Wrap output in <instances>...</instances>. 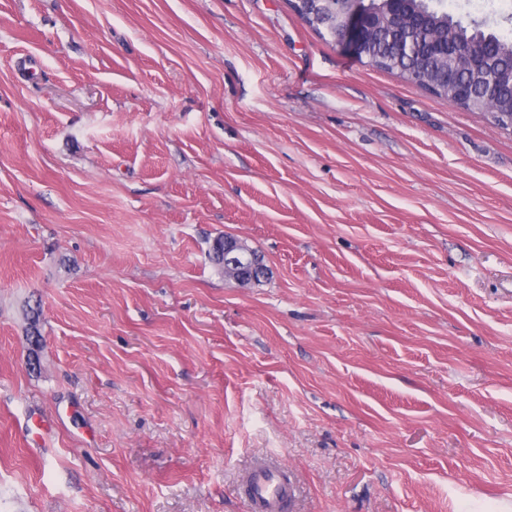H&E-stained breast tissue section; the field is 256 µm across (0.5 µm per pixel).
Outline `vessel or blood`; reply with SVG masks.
Segmentation results:
<instances>
[{
  "mask_svg": "<svg viewBox=\"0 0 512 512\" xmlns=\"http://www.w3.org/2000/svg\"><path fill=\"white\" fill-rule=\"evenodd\" d=\"M249 512H290L295 497L283 472L273 462L256 463L243 484Z\"/></svg>",
  "mask_w": 512,
  "mask_h": 512,
  "instance_id": "vessel-or-blood-1",
  "label": "vessel or blood"
}]
</instances>
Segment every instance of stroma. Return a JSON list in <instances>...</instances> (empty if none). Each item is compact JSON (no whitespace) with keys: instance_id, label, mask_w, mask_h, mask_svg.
I'll return each instance as SVG.
<instances>
[{"instance_id":"stroma-1","label":"stroma","mask_w":512,"mask_h":512,"mask_svg":"<svg viewBox=\"0 0 512 512\" xmlns=\"http://www.w3.org/2000/svg\"><path fill=\"white\" fill-rule=\"evenodd\" d=\"M264 457L512 512V132L287 0H0V512H248ZM222 241L224 268L227 271L233 272V274L239 273L243 276L249 275L252 278H254L256 272L260 273L263 271L260 259L248 251L246 249L247 246L245 247L239 239L232 236H224Z\"/></svg>"}]
</instances>
